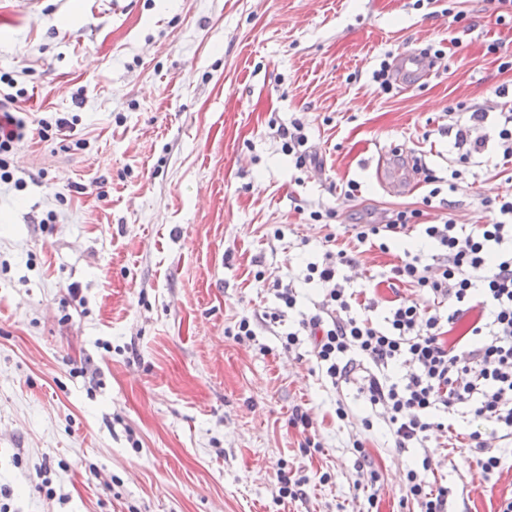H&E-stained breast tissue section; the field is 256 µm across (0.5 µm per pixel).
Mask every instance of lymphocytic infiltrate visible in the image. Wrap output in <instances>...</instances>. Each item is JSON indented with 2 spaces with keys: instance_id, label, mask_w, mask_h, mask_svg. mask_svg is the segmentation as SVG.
Segmentation results:
<instances>
[{
  "instance_id": "1",
  "label": "lymphocytic infiltrate",
  "mask_w": 512,
  "mask_h": 512,
  "mask_svg": "<svg viewBox=\"0 0 512 512\" xmlns=\"http://www.w3.org/2000/svg\"><path fill=\"white\" fill-rule=\"evenodd\" d=\"M24 89L0 75V182H11L10 157L27 135L20 106ZM421 233L436 241V264L412 259L394 267L396 279L415 284L431 297L407 300L383 322L353 310V298L338 281L340 266L352 265L346 250H326L309 266L323 300L317 314L285 337L286 348L309 341L318 368L339 385L359 378V391L387 412L397 449L422 442L448 426V416L466 406L473 418L512 435V197L498 200L488 223L466 232L453 223L425 224ZM478 311L467 344L448 343L446 328ZM405 372L392 377L393 366Z\"/></svg>"
}]
</instances>
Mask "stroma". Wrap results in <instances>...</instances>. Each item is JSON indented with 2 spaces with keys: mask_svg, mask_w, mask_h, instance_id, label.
Wrapping results in <instances>:
<instances>
[{
  "mask_svg": "<svg viewBox=\"0 0 512 512\" xmlns=\"http://www.w3.org/2000/svg\"><path fill=\"white\" fill-rule=\"evenodd\" d=\"M497 13L495 0H0V74L27 91L29 117L16 180L0 184V512H408L426 456L448 512H497L512 436L486 435L489 473L467 415L396 450L357 381L333 386L307 345H282L322 299L306 275L326 234L357 251L350 224L413 209L471 230L486 199L512 195L497 140L512 21ZM426 48L440 55L425 84L379 92L382 60ZM471 106L486 143L466 157L454 136ZM42 118L66 124L44 138ZM297 123L303 166L281 135ZM393 146L423 163L411 193L376 180ZM434 252L400 234L339 281L379 320L421 298L392 268ZM245 316L255 337L241 342ZM282 474L302 496L279 498Z\"/></svg>",
  "mask_w": 512,
  "mask_h": 512,
  "instance_id": "obj_1",
  "label": "stroma"
}]
</instances>
